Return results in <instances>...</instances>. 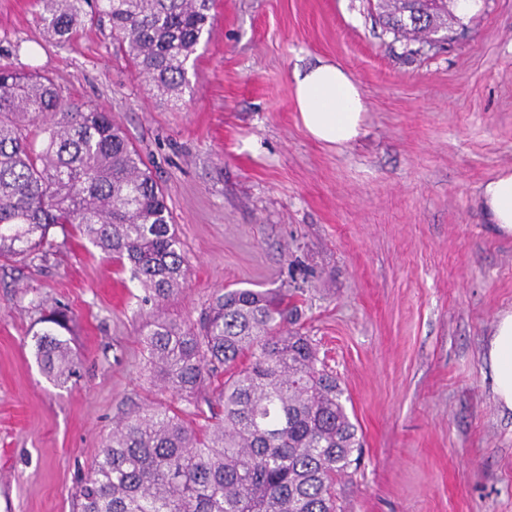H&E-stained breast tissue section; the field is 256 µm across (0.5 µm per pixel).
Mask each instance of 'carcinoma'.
I'll return each mask as SVG.
<instances>
[{"label":"carcinoma","mask_w":512,"mask_h":512,"mask_svg":"<svg viewBox=\"0 0 512 512\" xmlns=\"http://www.w3.org/2000/svg\"><path fill=\"white\" fill-rule=\"evenodd\" d=\"M456 0H379L396 36L449 28ZM47 34L69 41L84 5L162 96L189 86L188 63L209 33L215 0H38ZM40 122L41 148L26 127ZM78 232L159 303L186 284V259L162 187L111 115L72 103L54 80L0 62V259L44 260L50 234ZM298 309L280 294H216L199 323L158 316L143 343L158 384L173 396L225 374L207 401V424L188 426L168 405L130 410L112 426L77 490L79 512H336V481L358 461L344 389ZM53 329L32 336L42 371L58 386L76 377L59 305Z\"/></svg>","instance_id":"1"}]
</instances>
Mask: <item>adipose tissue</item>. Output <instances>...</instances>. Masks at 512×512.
Instances as JSON below:
<instances>
[{
  "instance_id": "ef3b65f1",
  "label": "adipose tissue",
  "mask_w": 512,
  "mask_h": 512,
  "mask_svg": "<svg viewBox=\"0 0 512 512\" xmlns=\"http://www.w3.org/2000/svg\"><path fill=\"white\" fill-rule=\"evenodd\" d=\"M300 121L314 139L346 144L360 135L366 105L363 93L339 66L318 63L294 73ZM482 203L490 223L512 236V173L504 172L482 189ZM492 376V392L501 412L512 413V311L499 315L485 345Z\"/></svg>"
}]
</instances>
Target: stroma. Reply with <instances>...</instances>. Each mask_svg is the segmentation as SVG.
Here are the masks:
<instances>
[{
  "mask_svg": "<svg viewBox=\"0 0 512 512\" xmlns=\"http://www.w3.org/2000/svg\"><path fill=\"white\" fill-rule=\"evenodd\" d=\"M37 0H0V62L110 112L162 184L187 262L163 306L195 323L224 288L295 294L300 331L339 377L361 437L338 512H512V414L485 344L512 310V237L479 196L512 171V0H474L444 41L386 31L377 0H217L170 101L108 23L50 40ZM340 66L360 136L312 139L296 68ZM128 269L71 235L47 261H0V512H75L113 423L166 401ZM66 306L80 376L55 386L31 337Z\"/></svg>",
  "mask_w": 512,
  "mask_h": 512,
  "instance_id": "obj_1",
  "label": "stroma"
}]
</instances>
